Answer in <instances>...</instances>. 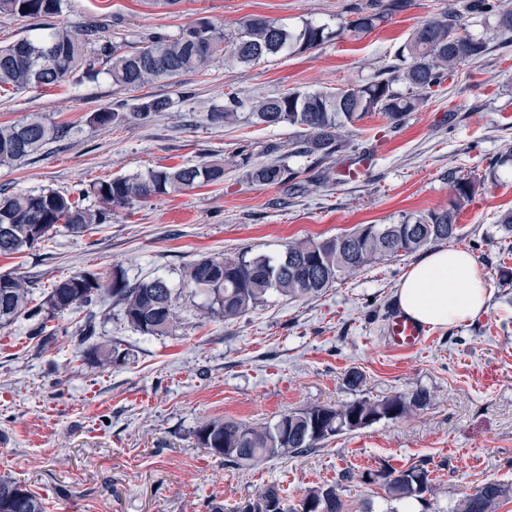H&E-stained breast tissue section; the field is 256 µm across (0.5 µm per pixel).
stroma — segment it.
Masks as SVG:
<instances>
[{
  "label": "stroma",
  "mask_w": 512,
  "mask_h": 512,
  "mask_svg": "<svg viewBox=\"0 0 512 512\" xmlns=\"http://www.w3.org/2000/svg\"><path fill=\"white\" fill-rule=\"evenodd\" d=\"M462 0H406L404 8L366 33L345 31L353 6L368 0H64L55 25L97 20L107 32L138 42L151 32L177 33L206 16L233 31L259 15L291 26L312 20L332 38L303 53L246 68L214 65L174 83L145 87L171 99L170 111L119 127L90 123L93 112L134 98L106 74L74 76L54 87L0 94V124L38 112L66 126L65 139L28 162L0 167V191L56 190L79 195L99 178L130 177L150 168L194 165L247 150L267 163L272 142L288 128L209 123L226 93L260 98L285 90L355 88L364 84L443 8ZM488 49L459 66L399 129L381 114L357 124L350 155L373 148L375 164L361 181L331 178L292 194L259 185L244 168L227 166L224 181L116 208L84 235L59 229L51 240L0 257V274L28 277L42 295L61 276L80 270L166 279L180 288L184 267L202 255L248 249L273 255L289 241L331 237L359 224H393L411 212L447 207L450 175L474 179L476 193L461 211L458 248L470 251L486 276L485 312L434 328L422 350L393 351L386 318L419 254L345 278L319 297L270 294L242 319L202 320L199 300L182 291L175 327L166 336L130 329L117 308L97 311L100 338L126 357L102 366L87 354L80 314L0 330V475L41 497L46 512H223L278 486L290 503L318 483H339L347 512H386L385 493L362 475L384 466L424 465L436 484L435 512H453L487 480L512 483V238L497 218L512 211V42L490 16L467 18ZM364 380L350 387L346 376ZM427 390L432 402L402 420L325 441L311 453L229 467L199 447L200 422L221 418L266 422L310 404L341 407Z\"/></svg>",
  "instance_id": "35a3bbf8"
}]
</instances>
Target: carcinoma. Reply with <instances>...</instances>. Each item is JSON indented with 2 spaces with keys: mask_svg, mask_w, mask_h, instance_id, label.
I'll list each match as a JSON object with an SVG mask.
<instances>
[{
  "mask_svg": "<svg viewBox=\"0 0 512 512\" xmlns=\"http://www.w3.org/2000/svg\"><path fill=\"white\" fill-rule=\"evenodd\" d=\"M62 0H0V13L39 19L60 13ZM475 14L496 19L500 35L512 40V8L501 0H469ZM347 30L365 33L384 17L373 8L354 12ZM330 38L326 27L306 22L299 28L262 16L244 20L238 30L226 33L217 22L201 17L175 35L155 34L138 47L124 49L122 38L103 34V28L87 22L84 38L68 27L50 28L36 36H23L0 44V91L44 89L65 82L77 72L89 77L96 66H105L112 83L128 89L169 82L186 72L204 73L219 59L251 65L288 52L315 49ZM487 50L484 41L464 33L459 16L443 11L421 24L398 53L396 62L356 88L288 91L252 103L249 118L268 127H288L293 136L288 153L265 164L240 158L246 176L261 185L305 188L300 174L329 177L322 164L346 150L343 132L375 113L393 127L406 123L434 92L466 60ZM167 97L138 96L119 112L105 107L91 115L100 126L150 120L169 111ZM246 103L227 97L208 112L213 124L239 121ZM65 128L39 114L15 125H0V166L24 163L46 145L63 137ZM307 159L299 171L288 164L292 157ZM226 160L213 159L195 165L149 169L134 177L100 180L89 185L97 205L84 206L62 192H0V255L20 254L50 239L56 225L83 233L107 222L112 209L134 201L224 182ZM453 195L448 207L409 213L396 224H365L327 238H302L288 242L275 256L240 252L224 257L202 256L185 269L186 285L206 297L200 306L204 319L237 320L256 309L267 295L310 299L333 287L346 275L458 236V218L472 200L475 183L452 178ZM33 282L24 276L0 275V329L19 317L84 312L83 335L97 333L93 308L110 304L119 309L131 329L144 336L168 334L175 323L174 291L162 277L129 279L121 269L112 275L84 270L52 282L39 303H34ZM97 363H117L122 352L110 341L96 342L88 350ZM431 403L429 392L417 390L381 400L355 399L339 408L310 405L288 411L273 423L254 425L220 418L201 422L195 430L198 444L228 466L309 453L333 437L367 428L381 420L404 419ZM366 483L380 486L389 501L408 500L430 504L435 488L430 471L415 465L406 469L383 467L365 473ZM512 495V485L488 480L461 500L454 512H497ZM309 502L319 512H346L339 485L310 488L297 505H286L279 490L267 486L254 499L240 503L233 512H307ZM0 512H45L42 498L11 477H0Z\"/></svg>",
  "mask_w": 512,
  "mask_h": 512,
  "instance_id": "carcinoma-1",
  "label": "carcinoma"
}]
</instances>
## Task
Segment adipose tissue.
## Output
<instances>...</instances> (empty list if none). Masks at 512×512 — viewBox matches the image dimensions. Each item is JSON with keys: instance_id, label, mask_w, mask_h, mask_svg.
I'll use <instances>...</instances> for the list:
<instances>
[{"instance_id": "ef3b65f1", "label": "adipose tissue", "mask_w": 512, "mask_h": 512, "mask_svg": "<svg viewBox=\"0 0 512 512\" xmlns=\"http://www.w3.org/2000/svg\"><path fill=\"white\" fill-rule=\"evenodd\" d=\"M490 290L465 250L430 251L405 276L397 293L402 311L418 322L446 327L486 310Z\"/></svg>"}]
</instances>
